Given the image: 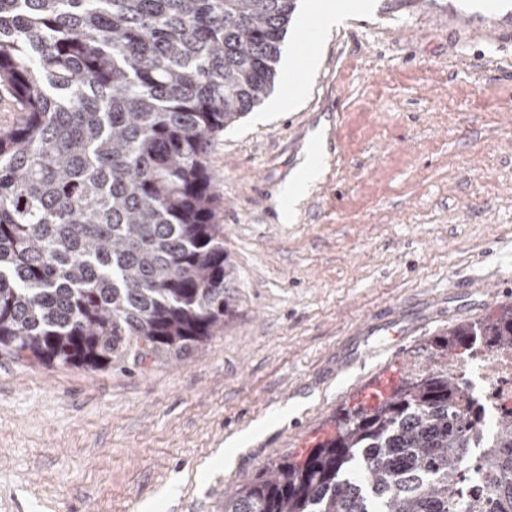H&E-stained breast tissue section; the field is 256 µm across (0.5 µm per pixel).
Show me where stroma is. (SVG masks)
Segmentation results:
<instances>
[{"label":"stroma","instance_id":"stroma-1","mask_svg":"<svg viewBox=\"0 0 512 512\" xmlns=\"http://www.w3.org/2000/svg\"><path fill=\"white\" fill-rule=\"evenodd\" d=\"M330 3L315 66L291 73ZM316 148L324 173L282 223ZM208 163L231 313L148 366L0 359V512H224L385 370L512 304V0H300L271 93ZM387 314L406 334L363 335Z\"/></svg>","mask_w":512,"mask_h":512}]
</instances>
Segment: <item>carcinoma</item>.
<instances>
[{
  "label": "carcinoma",
  "mask_w": 512,
  "mask_h": 512,
  "mask_svg": "<svg viewBox=\"0 0 512 512\" xmlns=\"http://www.w3.org/2000/svg\"><path fill=\"white\" fill-rule=\"evenodd\" d=\"M296 0H0V357L99 369L177 357L224 324L233 270L208 155L260 104ZM512 349V306L336 435L224 492V512H512V413L464 501L474 423L448 357Z\"/></svg>",
  "instance_id": "obj_1"
}]
</instances>
